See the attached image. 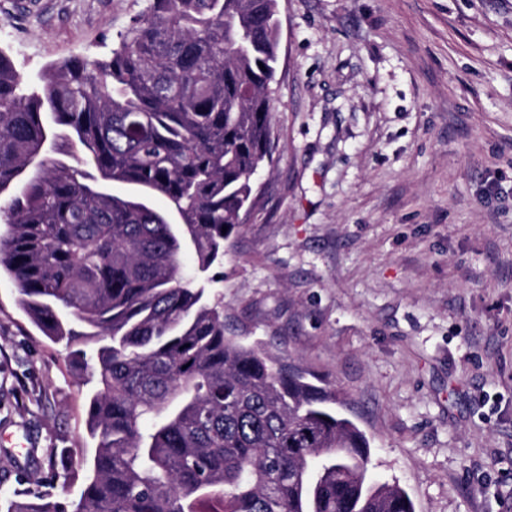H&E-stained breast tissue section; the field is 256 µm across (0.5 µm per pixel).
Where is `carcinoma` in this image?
I'll return each instance as SVG.
<instances>
[{
	"label": "carcinoma",
	"instance_id": "carcinoma-1",
	"mask_svg": "<svg viewBox=\"0 0 512 512\" xmlns=\"http://www.w3.org/2000/svg\"><path fill=\"white\" fill-rule=\"evenodd\" d=\"M279 27L278 0H148L105 59L27 80L0 51V270L46 336L96 344L73 512H413L339 390L179 277L272 160Z\"/></svg>",
	"mask_w": 512,
	"mask_h": 512
}]
</instances>
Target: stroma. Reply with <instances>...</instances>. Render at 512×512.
Listing matches in <instances>:
<instances>
[{
    "label": "stroma",
    "instance_id": "stroma-1",
    "mask_svg": "<svg viewBox=\"0 0 512 512\" xmlns=\"http://www.w3.org/2000/svg\"><path fill=\"white\" fill-rule=\"evenodd\" d=\"M147 0H0L26 77ZM273 162L205 284L227 334L348 394L415 512H512V0H279ZM96 379L0 278V512L75 504ZM69 458L53 469L46 449Z\"/></svg>",
    "mask_w": 512,
    "mask_h": 512
}]
</instances>
